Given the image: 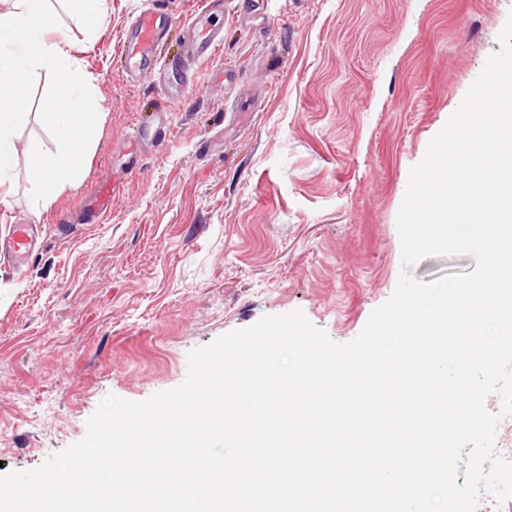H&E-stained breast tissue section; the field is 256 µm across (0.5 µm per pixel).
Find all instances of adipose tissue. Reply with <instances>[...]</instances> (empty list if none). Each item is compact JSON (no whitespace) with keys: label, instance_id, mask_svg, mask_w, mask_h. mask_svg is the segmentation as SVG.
<instances>
[{"label":"adipose tissue","instance_id":"adipose-tissue-1","mask_svg":"<svg viewBox=\"0 0 512 512\" xmlns=\"http://www.w3.org/2000/svg\"><path fill=\"white\" fill-rule=\"evenodd\" d=\"M49 0H13L11 11L0 14V201L15 163L13 153L2 151L11 133L10 123L24 107L20 81L26 66H50L56 76L61 107L46 113L48 129L60 140L56 152L42 153L28 162L38 199L50 201L58 187L79 181L84 159L101 116L93 92L84 89L85 78L64 41L53 38L55 19ZM25 51L24 64L14 60L16 48Z\"/></svg>","mask_w":512,"mask_h":512}]
</instances>
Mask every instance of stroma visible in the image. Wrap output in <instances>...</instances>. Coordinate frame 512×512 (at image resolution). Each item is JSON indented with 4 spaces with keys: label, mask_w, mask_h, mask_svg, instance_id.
<instances>
[{
    "label": "stroma",
    "mask_w": 512,
    "mask_h": 512,
    "mask_svg": "<svg viewBox=\"0 0 512 512\" xmlns=\"http://www.w3.org/2000/svg\"><path fill=\"white\" fill-rule=\"evenodd\" d=\"M152 0H112L88 39L64 0L51 12L102 120L84 178L36 207L27 162L59 141L57 90L27 70L17 162L0 239L40 230L23 261L0 257V468L28 471L80 441L107 395L142 401L181 384L191 349L266 315L302 310L337 342L359 335L403 270L397 215L411 167L487 57L512 0H159L180 58L200 19L214 57L171 85L132 82L122 35ZM163 109L169 143L139 140ZM142 169L129 173L131 162ZM116 190L91 223L85 196ZM427 256L418 281L474 269Z\"/></svg>",
    "instance_id": "1"
}]
</instances>
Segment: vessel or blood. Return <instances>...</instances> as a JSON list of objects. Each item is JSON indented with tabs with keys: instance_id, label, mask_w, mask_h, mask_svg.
<instances>
[{
	"instance_id": "obj_1",
	"label": "vessel or blood",
	"mask_w": 512,
	"mask_h": 512,
	"mask_svg": "<svg viewBox=\"0 0 512 512\" xmlns=\"http://www.w3.org/2000/svg\"><path fill=\"white\" fill-rule=\"evenodd\" d=\"M170 23V16L155 7L143 9L130 23L124 39V53L127 75L131 80H138L154 71L158 45ZM220 45V38L212 30H199L187 51L186 65L192 66L212 57ZM114 196L110 184L100 183L95 194L87 200L85 209L93 216H103L111 207Z\"/></svg>"
}]
</instances>
